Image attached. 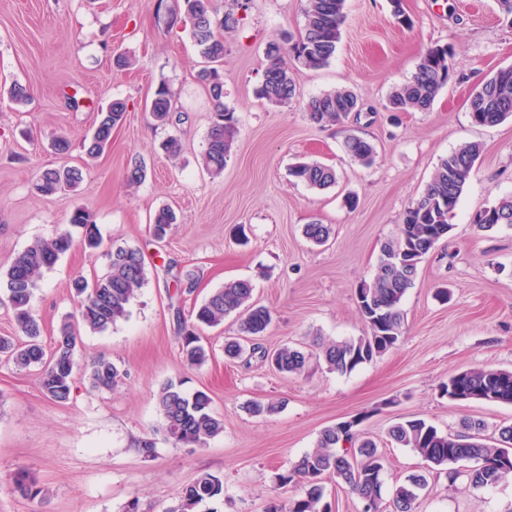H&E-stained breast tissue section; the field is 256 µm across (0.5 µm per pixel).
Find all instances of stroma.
<instances>
[{"mask_svg": "<svg viewBox=\"0 0 512 512\" xmlns=\"http://www.w3.org/2000/svg\"><path fill=\"white\" fill-rule=\"evenodd\" d=\"M178 0H0V275L32 242L69 231L75 245L44 270L31 300L52 348L61 321L75 319L74 278L102 276L109 252L141 249L147 279L126 317L102 332L80 329L77 379L70 399H48L37 368L0 359V512H167L199 474L224 482L223 496L195 512H266L276 499L300 492L279 473L312 450L320 432L361 418L364 436L386 456L383 497L414 473L427 488L414 512H512V480L488 487L427 473L411 449L390 445L396 421L422 418L442 431L482 421L487 436L512 424V405L452 401L439 386L475 366L512 370V227L479 230L472 218L512 195V119L493 126L473 122L467 97L486 76L512 66V25L500 20L494 0H402L412 28L401 27L390 0H347V19L329 65L297 68L300 94L291 103L258 99L270 40L297 39L307 0H214L239 23L225 32L224 103L238 119V134L224 172L200 166L214 106L197 73L203 61L188 25L172 20ZM452 47L454 74L431 108L392 112V89L409 80L426 49ZM26 87L24 103L8 94ZM174 93L183 121L178 158L161 149L166 128L155 126L146 104L158 84ZM346 87L361 112L343 126H318L305 105ZM127 104L112 143L88 161L83 140L112 100ZM371 141L372 165L344 151L348 134ZM57 136L70 143L55 153ZM465 142L482 147L452 220L448 241L422 263L402 300L403 333L394 348L348 374L315 358L316 340L355 338L366 327L356 291L375 271L382 246L394 237L405 208L424 191L441 157ZM146 179L129 188L130 159ZM333 167L335 186L313 190L294 182L297 160ZM82 168L72 192L44 197L34 184L44 169ZM177 214L162 242L149 236L155 211ZM89 212L102 243L80 245L75 208ZM331 225L327 245L303 235L305 224ZM192 271L193 282L183 278ZM248 279L255 304L273 323L258 345H289L310 353L305 373H279L259 356L230 360L224 342L237 337V316L205 330L208 360L189 366L179 344L178 317L230 280ZM110 359L122 372L109 390L93 386L90 364ZM183 381L202 390L224 420L206 446L174 444L162 430L160 388ZM251 400L279 402L278 413L254 417ZM154 444L144 455L142 441ZM33 476L45 497L23 493L16 478Z\"/></svg>", "mask_w": 512, "mask_h": 512, "instance_id": "stroma-1", "label": "stroma"}]
</instances>
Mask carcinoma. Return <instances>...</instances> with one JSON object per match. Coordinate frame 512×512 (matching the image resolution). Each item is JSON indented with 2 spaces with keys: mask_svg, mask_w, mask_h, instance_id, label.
Returning <instances> with one entry per match:
<instances>
[{
  "mask_svg": "<svg viewBox=\"0 0 512 512\" xmlns=\"http://www.w3.org/2000/svg\"><path fill=\"white\" fill-rule=\"evenodd\" d=\"M179 12L190 24V34L207 66L199 78L208 88L215 102L217 116L207 135V146L202 155L204 169L213 176L224 172V166L238 133L235 112L224 107V80L217 68L224 59V36L219 30H230L238 20L227 13L218 20L209 0H181ZM346 18V0H308L304 32L298 39L283 47L271 42L266 49V68L259 96L275 105H286L298 96L293 70L298 66L320 69L327 66L336 54L341 30ZM452 48L445 44L429 47L422 55L413 77L393 89L388 98L395 112L426 111L453 75ZM469 112L479 125H496L512 117V67H502L482 81L469 95ZM360 110L358 97L350 90L339 89L312 98L307 105L309 119L318 125H341L348 116ZM127 104L121 99L112 101L106 111L99 113L95 128L84 141L85 154L97 159L112 142L114 128L123 123ZM149 112L159 126H172L174 112L172 94L160 84L150 100ZM345 150L356 162L369 165L375 157L374 145L356 134L346 136ZM482 153L479 144L465 143L440 158L434 174L422 195L403 212L393 239L381 249L376 272L362 283L366 291V305L359 306L367 333L357 338L336 340L320 346V353L328 368L348 373L357 366L392 349L402 334L403 313L401 301L412 287L419 265L439 243L448 239L453 224L448 214L455 211L463 190ZM298 183L311 189L323 190L336 183V170L314 161H298L289 170ZM145 167L138 159L131 160L126 170L128 185L137 186L145 179ZM83 180V172L76 167H59L42 171L35 189L42 195H52L75 189ZM477 227L491 231L501 225L512 226V196L498 199L477 213ZM69 223L86 228L82 245L96 249L101 244L91 215L76 208ZM176 223L175 213L167 206L159 208L149 224L151 236L162 241ZM331 234L327 224L314 222L304 226V235L316 245L325 244ZM74 245L67 232L50 238H40L18 254L6 271L7 298L14 319L26 337L15 342L0 337V354L7 355L22 369L41 367L39 383L44 395L56 402L69 400L75 383L74 353L78 336L72 321H63L54 337L51 352L41 344V325L31 308L34 290L42 272L54 266L61 255ZM107 272L88 282L78 276L73 289L80 297L78 317L83 326L92 331H103L127 315V308L135 291L144 283L146 269L144 255L138 248L118 247L108 253ZM251 281L238 279L224 284L200 304L193 306L189 319L179 323L182 354L191 366H200L207 359L201 343L200 330L224 323V318L245 313L240 329L245 336H262L271 323V313L265 307L251 304ZM270 359L284 374L302 373L310 355L288 346L273 354H261ZM94 387L110 389L120 379L121 372L112 361L100 357L92 363ZM457 385L466 389L474 400L512 404V371L476 366L448 377L442 385L445 393ZM158 402L162 414V428L174 444L203 447L208 440L224 430V420L212 408V399L204 391L191 394L182 389V383L170 381L159 391ZM274 401L255 400L246 410L253 416L276 413ZM461 432H444L427 421L417 418L397 422L388 432V441L401 448H409L420 456L429 468L445 471L448 483L453 485L464 477L474 487L495 485L512 478V425L498 429L496 442L483 435L485 423H462ZM384 458L378 444L359 434L357 426L342 428L329 426L320 433L316 447L292 462L290 468L279 474L286 485L300 484L302 493L287 501H273L267 512H331L322 504L323 482L334 478L355 493L363 504V512H412L419 491L427 486L423 474H412L395 487L388 506H383L382 469ZM222 480L210 473L199 475L181 493L178 503L166 512H195V508L221 496Z\"/></svg>",
  "mask_w": 512,
  "mask_h": 512,
  "instance_id": "obj_1",
  "label": "carcinoma"
}]
</instances>
